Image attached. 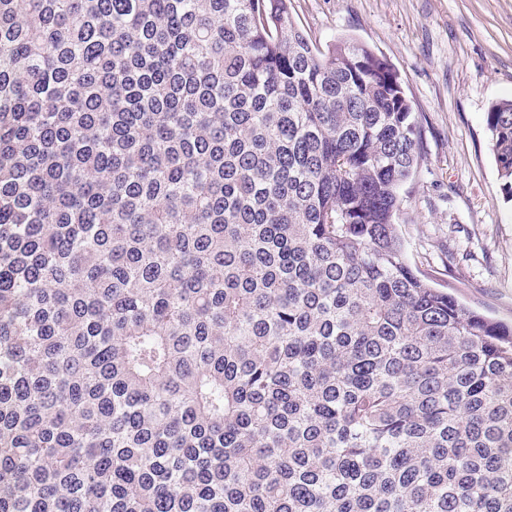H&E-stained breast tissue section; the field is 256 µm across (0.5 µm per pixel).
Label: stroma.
<instances>
[{"label":"stroma","mask_w":512,"mask_h":512,"mask_svg":"<svg viewBox=\"0 0 512 512\" xmlns=\"http://www.w3.org/2000/svg\"><path fill=\"white\" fill-rule=\"evenodd\" d=\"M320 50L353 39L401 74L422 128L398 231L435 287L512 322V202L484 123L512 100V0H291Z\"/></svg>","instance_id":"stroma-1"}]
</instances>
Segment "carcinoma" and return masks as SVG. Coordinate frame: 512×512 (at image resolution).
I'll list each match as a JSON object with an SVG mask.
<instances>
[{"label": "carcinoma", "mask_w": 512, "mask_h": 512, "mask_svg": "<svg viewBox=\"0 0 512 512\" xmlns=\"http://www.w3.org/2000/svg\"><path fill=\"white\" fill-rule=\"evenodd\" d=\"M420 136L289 0H0V512H512V323L408 261Z\"/></svg>", "instance_id": "1"}]
</instances>
